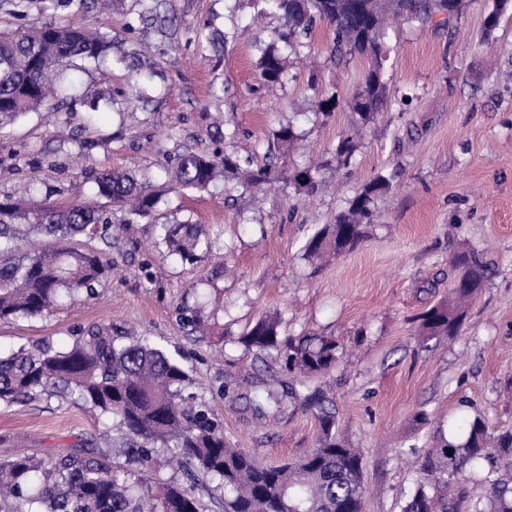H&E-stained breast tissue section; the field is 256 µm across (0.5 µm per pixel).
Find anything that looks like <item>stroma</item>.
Wrapping results in <instances>:
<instances>
[{
    "label": "stroma",
    "mask_w": 512,
    "mask_h": 512,
    "mask_svg": "<svg viewBox=\"0 0 512 512\" xmlns=\"http://www.w3.org/2000/svg\"><path fill=\"white\" fill-rule=\"evenodd\" d=\"M130 4L114 0L104 15L62 0H0V30L42 21L118 32ZM175 5L179 52H168L155 34L144 37L164 70L147 109L120 128L111 113L91 112L79 98L1 126L0 199L33 183L64 206L92 196L87 169L160 173L175 149L212 152L206 130L219 114L240 130L229 150L257 165L279 123L293 122L300 139L280 165L319 164L316 194L278 182L260 202L246 194L225 199L220 184L169 195L163 212L193 216L224 242L223 257L185 264L165 257L151 225L130 226L109 251L115 273L94 294L0 321V354L44 340L63 345L93 325L136 329L180 356L231 447L276 465L315 448L318 422L291 402L257 410L258 389L285 376L255 359L241 338L266 315L277 317L283 337H336L339 359L325 381L335 392L336 435L361 454L363 512H402L419 478L418 458L447 434L464 404L492 428L512 430V15L490 35L484 18L492 0H466L448 27L400 22L387 42V105L344 174L333 152L350 127L367 60L336 61L333 29L320 22L289 55L285 82L268 91L257 84V60L280 25L276 16L244 8L218 67L193 35L210 17L224 26L221 0ZM323 91L336 94L327 116L314 107ZM380 174L391 187L375 201L368 239L305 259L306 241ZM469 248L483 251L488 271L460 332L419 335L416 317L447 300L459 275L453 259ZM182 304L214 316L219 335L205 342L192 335L177 316ZM228 379L240 384L238 398L225 397ZM98 428L96 413L71 399L1 408L0 460L97 455Z\"/></svg>",
    "instance_id": "obj_1"
}]
</instances>
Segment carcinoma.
<instances>
[{
  "label": "carcinoma",
  "mask_w": 512,
  "mask_h": 512,
  "mask_svg": "<svg viewBox=\"0 0 512 512\" xmlns=\"http://www.w3.org/2000/svg\"><path fill=\"white\" fill-rule=\"evenodd\" d=\"M247 2L260 14L283 20L273 44L257 64L261 85L274 88L286 77L288 54L297 52L319 21L334 30V55H359L370 62L364 84L350 103L352 129L339 136L336 168L354 165L362 130L387 104L384 81V41L389 23L415 20L448 26L465 0H234L232 10ZM138 9L123 32L90 31L33 22L11 36H0V121L46 105L47 99H74L85 94L75 61L104 58L116 46L112 66L126 71V88L114 92L125 109L147 100L146 85L156 75L143 59L137 35L166 32L175 22L174 0H135ZM512 0H494L485 29H497ZM199 44L212 47L216 65L224 60L226 32L205 20L194 33ZM299 139L293 124L276 130L265 164L227 151L199 153L186 148L166 154L168 184L128 171L94 173L96 201L54 206L35 200L0 199V321L43 314L64 297L84 292L112 268L103 250L87 247L79 237L98 238L107 247L129 224L155 227L169 254L194 262L216 249V239L189 216L166 220L159 213L162 197L172 191H207L218 180L234 181L249 192L278 182L280 147ZM296 191L312 193L318 182L309 167L286 176ZM390 181L378 175L349 200L335 223L314 233L304 245L305 258L351 251L363 240V227L375 218L374 200ZM121 213L112 223L107 207ZM461 270L451 297L419 317L423 335H455L465 317V304L483 287L486 264L478 250L456 255ZM258 359L276 352L280 370L288 375V395L300 400L319 423L317 447L297 462L262 463L244 449L224 442L223 422L192 390L193 379L179 358L152 338L131 336L113 328L91 326L72 343L48 342L0 355V406L9 408L37 396L73 397L99 412L121 433L126 457L145 469L158 452L170 453L189 465L191 482L204 477L218 481L224 492V512H362L364 486L359 453L336 437V409L327 394L311 382L328 372L338 358L333 338L304 336L281 339L277 323L262 318L242 337ZM512 431L498 432L477 414L464 413L451 425V436L427 450L419 464V481L402 512H436V492L464 477L467 469L486 472L487 509L512 512ZM13 502L12 512H200L193 490L179 483L153 487L149 481L135 489L113 470L106 456L67 455L46 466L33 457L0 461V499Z\"/></svg>",
  "instance_id": "1"
}]
</instances>
